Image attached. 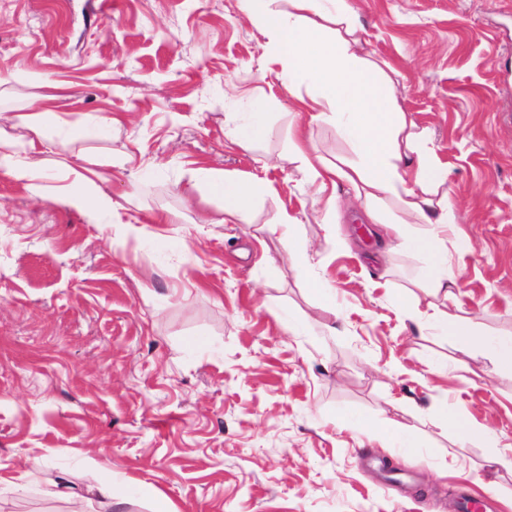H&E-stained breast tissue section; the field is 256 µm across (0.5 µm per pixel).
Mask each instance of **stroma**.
Returning a JSON list of instances; mask_svg holds the SVG:
<instances>
[{
  "label": "stroma",
  "mask_w": 512,
  "mask_h": 512,
  "mask_svg": "<svg viewBox=\"0 0 512 512\" xmlns=\"http://www.w3.org/2000/svg\"><path fill=\"white\" fill-rule=\"evenodd\" d=\"M350 2L362 54L448 170L431 197L456 215L453 298L424 284L425 254L384 251L366 200L310 181L306 162L357 156L299 110L240 0H0V111L30 112L48 75L59 111L116 119L53 153L96 172L113 212L0 174V474L31 475L0 512H70L43 489L86 490L95 463L128 483L124 512H151L157 489L175 512H458L488 482L512 512V472L488 471V448L439 415L455 405L512 438V373L432 318L512 336V0ZM259 106L268 134L228 137ZM200 167L276 191L228 224ZM283 210L308 265L269 230ZM119 221L141 236L114 245ZM388 420L421 447H384ZM369 457L410 479L383 486Z\"/></svg>",
  "instance_id": "stroma-1"
}]
</instances>
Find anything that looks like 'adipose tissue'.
<instances>
[{"mask_svg":"<svg viewBox=\"0 0 512 512\" xmlns=\"http://www.w3.org/2000/svg\"><path fill=\"white\" fill-rule=\"evenodd\" d=\"M274 0H242L244 12L270 37L276 62L288 75L289 87L305 85L297 100L318 119L336 123L352 141L359 157L350 169L310 168L313 179H341L356 194L374 201L386 194L399 197L406 215L416 214L426 230L412 229L404 219L389 224L390 240L425 253L429 263L423 279L435 291L446 292L456 284L448 264L451 206L433 207L429 188L446 183L448 170L428 144L426 132L408 129L405 113L394 104L389 75L374 61L360 56L355 45L359 19L349 0H288L287 11ZM48 93L34 112L23 115V133L0 127V173L25 181L36 195H44L45 161L40 154L51 136L61 133L85 137L94 126L68 119L56 110L50 89L55 82L42 77ZM201 176L210 195L224 201V220L243 221L258 195L273 193L271 184L259 179L230 178L210 170ZM58 199L92 213L111 210V197L101 193L93 178L69 163H61ZM445 332L465 345L484 344L498 370L512 372V337L479 339L471 319L441 314Z\"/></svg>","mask_w":512,"mask_h":512,"instance_id":"ef3b65f1","label":"adipose tissue"}]
</instances>
